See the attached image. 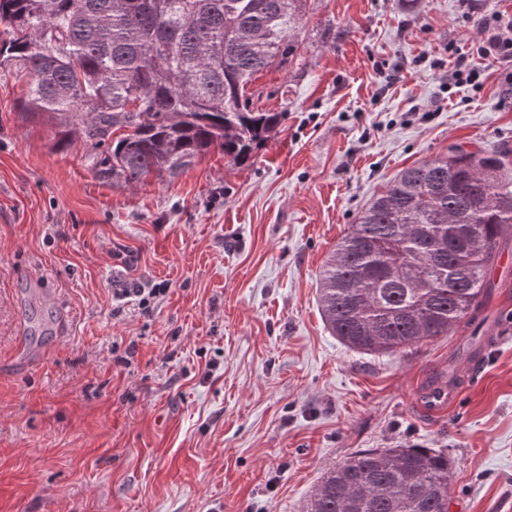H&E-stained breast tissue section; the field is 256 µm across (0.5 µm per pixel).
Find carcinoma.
Instances as JSON below:
<instances>
[{
  "instance_id": "cac0c4a2",
  "label": "carcinoma",
  "mask_w": 512,
  "mask_h": 512,
  "mask_svg": "<svg viewBox=\"0 0 512 512\" xmlns=\"http://www.w3.org/2000/svg\"><path fill=\"white\" fill-rule=\"evenodd\" d=\"M309 0H0V74L26 80L18 118L85 136L114 186L172 180L219 150L237 165L280 125L248 95L295 60ZM161 40L175 45L164 57ZM512 239V149L452 148L402 171L336 245L320 278L330 333L390 354L472 321ZM448 454L372 448L329 469L304 512H449Z\"/></svg>"
}]
</instances>
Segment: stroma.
Listing matches in <instances>:
<instances>
[{"instance_id": "obj_1", "label": "stroma", "mask_w": 512, "mask_h": 512, "mask_svg": "<svg viewBox=\"0 0 512 512\" xmlns=\"http://www.w3.org/2000/svg\"><path fill=\"white\" fill-rule=\"evenodd\" d=\"M497 14L512 0H311L293 64L252 85L283 119L251 165L213 150L138 187L18 121L0 75V512H301L353 453L412 445L451 460L450 512H512V267L472 322L389 356L332 336L318 292L402 170L512 149L472 52ZM452 46L480 86H444ZM138 283L165 292L114 301ZM453 393L441 381H436L419 395V405L426 414L439 413L451 402Z\"/></svg>"}]
</instances>
